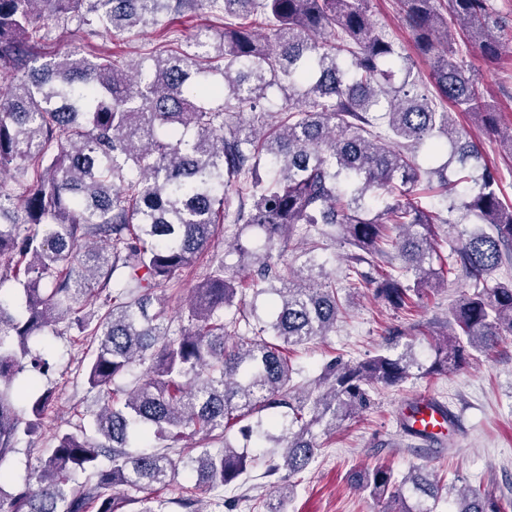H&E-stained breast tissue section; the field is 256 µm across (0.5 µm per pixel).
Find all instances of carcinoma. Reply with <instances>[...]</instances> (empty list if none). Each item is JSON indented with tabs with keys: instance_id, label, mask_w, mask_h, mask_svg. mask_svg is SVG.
Returning <instances> with one entry per match:
<instances>
[{
	"instance_id": "obj_1",
	"label": "carcinoma",
	"mask_w": 512,
	"mask_h": 512,
	"mask_svg": "<svg viewBox=\"0 0 512 512\" xmlns=\"http://www.w3.org/2000/svg\"><path fill=\"white\" fill-rule=\"evenodd\" d=\"M369 2L0 0V282L12 278L24 305L16 314L0 296V462L37 432L53 398L41 394L25 416L17 408L48 365L31 354L33 338L60 323L94 337L83 378L103 400L77 432L55 436L35 483L6 512H117L121 486L145 492L137 512H162L151 492L182 468L208 490L236 486L259 465L272 484L263 512H287L290 478L319 451L313 425L334 431L371 407L373 390L402 385L414 369L446 376L512 335V281L484 286L512 262V201L445 104L511 147L512 122L448 42L441 0H402L433 93L375 26ZM448 2L464 45L488 59L512 49V26L489 0ZM203 7L224 20L223 33L131 66L75 50L40 64L31 42L52 28L166 38L175 16ZM260 19L268 32L255 29ZM275 86L286 104L271 112ZM457 212L486 228H458ZM441 224L457 233L456 267L473 291L449 308L429 364L410 347L335 357L302 391L288 354L335 331L344 301L315 249L292 266L272 262L273 247L304 226L338 237L350 247L348 288L410 311L448 286L435 267ZM228 226L234 267L210 253ZM251 230L263 249L249 246ZM390 258L394 273L381 266ZM200 259L205 272L179 316L150 313L156 292ZM248 290L270 296L268 320L245 314ZM134 366L143 374L133 386L116 385ZM26 370L27 384L12 389ZM279 408L281 417L263 418ZM236 426L280 453L239 451L228 436ZM153 438L164 445L149 451ZM352 480L388 497V512H430L441 490L419 470L398 481L363 469ZM451 512L506 510L470 488Z\"/></svg>"
}]
</instances>
